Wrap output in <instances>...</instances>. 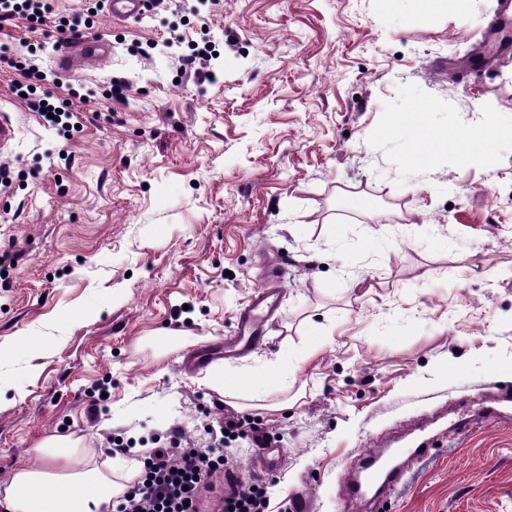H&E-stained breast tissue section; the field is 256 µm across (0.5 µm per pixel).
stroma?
Segmentation results:
<instances>
[{
    "instance_id": "1",
    "label": "stroma",
    "mask_w": 512,
    "mask_h": 512,
    "mask_svg": "<svg viewBox=\"0 0 512 512\" xmlns=\"http://www.w3.org/2000/svg\"><path fill=\"white\" fill-rule=\"evenodd\" d=\"M53 20L0 30V479L51 435L97 460L112 437L206 441L230 412L284 448L240 481L266 512H512V417L465 435L433 423L425 457L375 507L349 503L361 452L442 409L512 389V50L498 0H147L115 21L97 0H53ZM90 27L59 32L58 17ZM111 47L73 71L72 36ZM216 54L184 70L191 43ZM32 58L42 92L74 93L64 133L12 91ZM503 134L487 163L454 151L413 166L420 134ZM284 258L265 344L224 362L223 390L184 369L216 350ZM287 388L255 394L277 355ZM107 385L98 423L89 394Z\"/></svg>"
}]
</instances>
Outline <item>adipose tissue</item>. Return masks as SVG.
Here are the masks:
<instances>
[{
	"label": "adipose tissue",
	"mask_w": 512,
	"mask_h": 512,
	"mask_svg": "<svg viewBox=\"0 0 512 512\" xmlns=\"http://www.w3.org/2000/svg\"><path fill=\"white\" fill-rule=\"evenodd\" d=\"M501 131L487 126L471 133L444 135L434 139L432 148L455 149L469 161L487 157ZM72 436L53 435L29 451L21 464L0 482V512H89L90 506L111 504L123 490L113 481L114 472L134 476L140 462L122 460L118 466L100 467L93 457H79Z\"/></svg>",
	"instance_id": "ef3b65f1"
}]
</instances>
